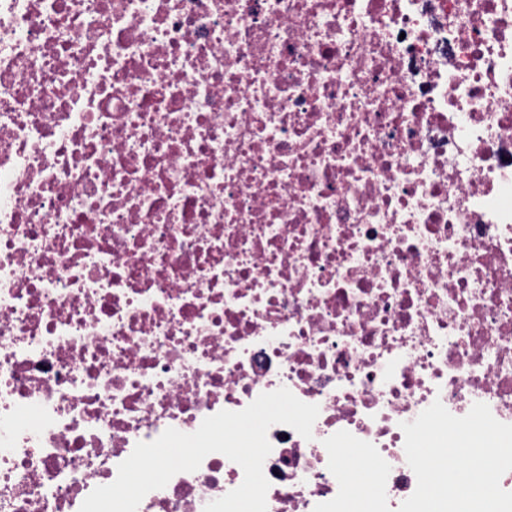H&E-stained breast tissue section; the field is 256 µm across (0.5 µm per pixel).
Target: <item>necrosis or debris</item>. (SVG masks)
I'll return each mask as SVG.
<instances>
[{"mask_svg":"<svg viewBox=\"0 0 512 512\" xmlns=\"http://www.w3.org/2000/svg\"><path fill=\"white\" fill-rule=\"evenodd\" d=\"M282 387L267 512H398L434 401L512 424V0H0V512Z\"/></svg>","mask_w":512,"mask_h":512,"instance_id":"1","label":"necrosis or debris"}]
</instances>
